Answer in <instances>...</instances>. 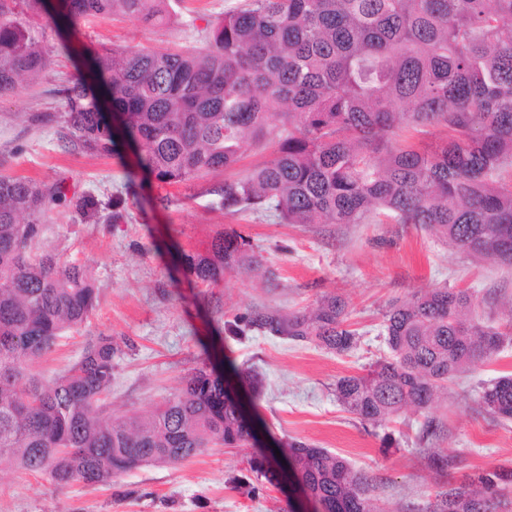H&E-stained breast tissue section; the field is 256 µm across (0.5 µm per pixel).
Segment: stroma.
I'll return each mask as SVG.
<instances>
[{"mask_svg":"<svg viewBox=\"0 0 512 512\" xmlns=\"http://www.w3.org/2000/svg\"><path fill=\"white\" fill-rule=\"evenodd\" d=\"M244 0H171L167 25L126 15L82 22L73 46L104 43L154 50L201 46L208 25ZM81 66L58 54L38 84L0 97V160L6 173L37 182L67 178L120 211L118 223L95 218L71 222L50 213L41 249L89 266L98 303L86 325L64 334L35 372L51 383L78 362L88 337L110 336L117 347L112 409L147 415L170 397L188 374L232 363L255 370L259 392L248 398L264 432L279 444L299 439L346 458L373 480L377 498L393 512L432 502L439 480L431 457L462 455L468 470L512 466V422L480 411L481 384L512 373V344L478 363L448 386L428 412L406 410L399 422L362 424L337 401L340 377L362 372L386 355L382 314L390 303L438 285L471 288L483 303L485 324L512 315V266L477 261L414 224H275L252 214L225 215L202 185L166 189L130 179L132 155L114 157L63 151L59 142L65 103L55 95ZM27 113L50 115L29 124ZM170 195L169 207L159 198ZM238 231L263 260V271L225 273L212 286L193 282L170 248H204L215 231ZM275 281H267L265 271ZM327 294L345 299L357 347L339 354L312 344L251 334L231 336L224 324L256 306L285 313L305 310ZM434 418L435 436L423 423ZM252 445L212 448L179 465H145L112 485L57 487L46 477L0 465V512H288V494L258 480L247 461Z\"/></svg>","mask_w":512,"mask_h":512,"instance_id":"35a3bbf8","label":"stroma"}]
</instances>
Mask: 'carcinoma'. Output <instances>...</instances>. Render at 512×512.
Segmentation results:
<instances>
[{
	"label": "carcinoma",
	"mask_w": 512,
	"mask_h": 512,
	"mask_svg": "<svg viewBox=\"0 0 512 512\" xmlns=\"http://www.w3.org/2000/svg\"><path fill=\"white\" fill-rule=\"evenodd\" d=\"M58 32L117 13L162 25L169 0H0V97L52 65L36 12ZM512 0H245L213 24L199 48L152 51L86 47L89 71L57 93L66 103L60 141L101 156L123 139L136 166L163 187L208 182L261 142L271 160L208 193L227 215L279 224H417L457 249L512 265ZM403 127L439 135L402 143ZM90 219L97 202L57 179L0 173V461L58 486H110L145 464H179L210 448L255 438L224 378L200 369L149 415L112 414L105 400L116 364L112 337H91L81 359L51 385L31 372L95 309L88 267L40 250V224L54 208ZM180 261L195 282L261 261L240 233L219 232ZM469 289L446 285L396 300L383 315L390 355L336 381V397L378 425L427 409L448 382L512 342L477 319ZM348 304L321 297L288 317L254 308L227 322L231 336L261 333L351 351L358 332ZM484 414L512 421V374L484 385ZM317 512H379L373 484L339 455L292 440L248 460L278 485L277 455ZM445 478L422 512H503L512 470L454 474L450 452L434 458Z\"/></svg>",
	"instance_id": "obj_1"
}]
</instances>
